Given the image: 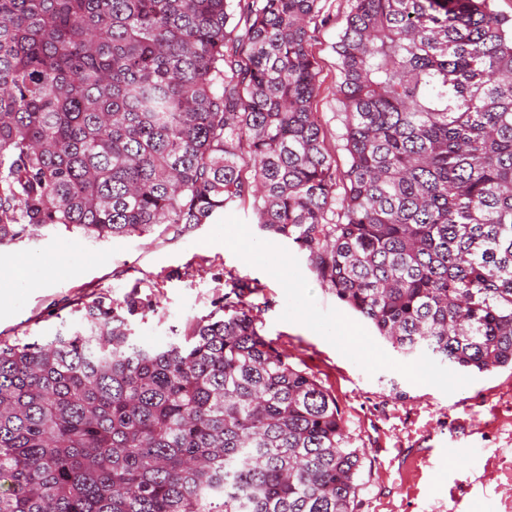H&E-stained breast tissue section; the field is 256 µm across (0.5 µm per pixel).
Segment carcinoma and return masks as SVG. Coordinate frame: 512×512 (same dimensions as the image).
<instances>
[{"mask_svg": "<svg viewBox=\"0 0 512 512\" xmlns=\"http://www.w3.org/2000/svg\"><path fill=\"white\" fill-rule=\"evenodd\" d=\"M322 0H0V246L117 240L249 205L406 356L512 367V18L349 0L325 145ZM153 307L0 341V512H355L331 396L242 300L163 348ZM323 14L326 18L319 25L316 37L312 42V52L320 69L321 88L316 99L315 117L325 133L328 149L335 155L336 164L343 168L347 163V153L340 140V105L336 100V53L334 45L343 24V18L349 9L348 0H325L322 2Z\"/></svg>", "mask_w": 512, "mask_h": 512, "instance_id": "carcinoma-1", "label": "carcinoma"}]
</instances>
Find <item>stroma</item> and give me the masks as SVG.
<instances>
[{
    "label": "stroma",
    "instance_id": "1",
    "mask_svg": "<svg viewBox=\"0 0 512 512\" xmlns=\"http://www.w3.org/2000/svg\"><path fill=\"white\" fill-rule=\"evenodd\" d=\"M322 6L314 112L342 167L334 45L349 5ZM241 279L243 304L266 338L335 397L349 443L362 452L358 512H512V369L463 375L436 362L431 371L448 384L435 385L420 373L422 359L396 351L340 302L306 255L263 231L251 209L114 241L61 226L0 246V339L76 329L77 305L136 286L154 309L133 319L132 336L162 347ZM352 336L362 348L349 344Z\"/></svg>",
    "mask_w": 512,
    "mask_h": 512
}]
</instances>
